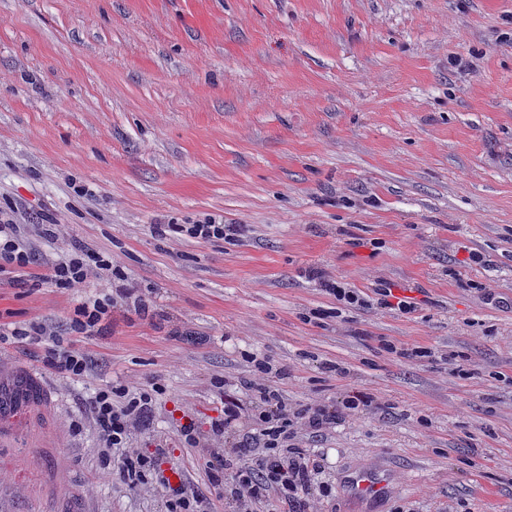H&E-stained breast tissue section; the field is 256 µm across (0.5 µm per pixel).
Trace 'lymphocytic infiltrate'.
Returning a JSON list of instances; mask_svg holds the SVG:
<instances>
[{
  "label": "lymphocytic infiltrate",
  "instance_id": "1",
  "mask_svg": "<svg viewBox=\"0 0 512 512\" xmlns=\"http://www.w3.org/2000/svg\"><path fill=\"white\" fill-rule=\"evenodd\" d=\"M32 263V254L20 234L19 225L6 219L0 221V274L24 279ZM111 269L109 259L76 244L51 264L47 278L56 287L68 289L85 283L92 274ZM111 313L110 297L84 301L75 310L71 331L84 338L101 335L103 323ZM20 334L37 343L49 342L47 364L55 372L72 378L84 377L88 372L90 365L86 354L57 346L54 332L45 324L29 323ZM254 367L258 378L247 383L246 388L252 395L255 412L246 413L241 402L228 395L224 398L223 417L211 425L213 436H237L235 453L242 458L225 480L224 508L226 512H244L248 503L258 499L267 488L274 487L289 503L292 512H306L307 497L315 488L320 463L308 451L289 447L288 430L294 421L288 405L278 389L263 380L270 371L268 362L256 361ZM161 391V385L156 382L139 391L113 383L88 397L87 406L104 448L122 452L117 475L123 484L135 488L156 483L163 493L165 512H209L207 502L199 494L184 483H172L153 458L129 446L133 431L147 426L154 398ZM254 444L259 447L255 453L250 450Z\"/></svg>",
  "mask_w": 512,
  "mask_h": 512
}]
</instances>
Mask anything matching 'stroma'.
Segmentation results:
<instances>
[{
	"label": "stroma",
	"mask_w": 512,
	"mask_h": 512,
	"mask_svg": "<svg viewBox=\"0 0 512 512\" xmlns=\"http://www.w3.org/2000/svg\"><path fill=\"white\" fill-rule=\"evenodd\" d=\"M0 214L34 256L28 282L0 280V324L45 323L91 361L70 379L46 344L0 341L51 393L0 417L15 512H51L59 488L164 512L100 444L86 400L111 382L162 385L130 445L164 448L224 512L205 462L233 444L210 425L225 395L249 404L255 357L290 410L337 411L321 435L292 428L323 458L309 512H358L342 485L371 456L397 484L378 512H512V0H0ZM208 218L243 237L174 230ZM76 243L122 277L47 283ZM316 267L416 309L340 303ZM88 294L115 306L83 339L68 323ZM355 392L368 406L344 409Z\"/></svg>",
	"instance_id": "stroma-1"
}]
</instances>
